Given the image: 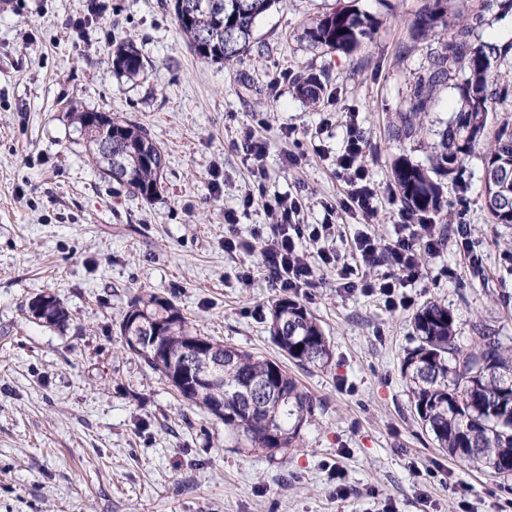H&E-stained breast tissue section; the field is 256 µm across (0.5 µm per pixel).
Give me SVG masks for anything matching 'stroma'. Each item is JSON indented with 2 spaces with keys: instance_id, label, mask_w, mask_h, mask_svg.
I'll list each match as a JSON object with an SVG mask.
<instances>
[{
  "instance_id": "stroma-1",
  "label": "stroma",
  "mask_w": 512,
  "mask_h": 512,
  "mask_svg": "<svg viewBox=\"0 0 512 512\" xmlns=\"http://www.w3.org/2000/svg\"><path fill=\"white\" fill-rule=\"evenodd\" d=\"M0 8V512H512V477H493L436 448L416 422L401 360L414 347L412 317L448 305L461 344L483 324L512 344V224L492 223L482 197V147L460 177L444 180L445 205L429 221L448 235L422 252L420 277L392 309L381 297L337 286L317 268L295 298L328 336L324 369L295 374L318 408L300 447L269 456L238 444L206 411L124 348L122 312L137 296L172 299L200 335L271 359L270 305L281 295L259 251L224 252V211L239 237L269 229L262 199L241 208L251 160L235 142L261 120L269 193L302 201L304 223L332 220L335 238L307 242L350 260L360 233L388 243L404 214L393 181L402 159L427 164L437 131L459 108L440 87L421 132L396 135L427 51L444 37L413 38L426 0H280L258 23L263 52L228 64L197 56L179 33L171 0H7ZM348 6L376 21L351 53L302 40L312 19ZM449 19L483 15L482 40L512 42V12L485 0H448ZM133 38L143 77L112 72V42ZM320 75L317 103L297 74ZM121 113L163 149L158 197L146 201L104 178L78 144L72 105ZM376 191L369 217L341 212L336 157L347 127ZM300 153L299 165L286 151ZM336 208L327 214L325 204ZM466 234H459V227ZM255 268L251 286L240 265ZM55 294L61 329L29 318ZM345 497H337V488Z\"/></svg>"
}]
</instances>
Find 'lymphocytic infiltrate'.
<instances>
[{"label":"lymphocytic infiltrate","mask_w":512,"mask_h":512,"mask_svg":"<svg viewBox=\"0 0 512 512\" xmlns=\"http://www.w3.org/2000/svg\"><path fill=\"white\" fill-rule=\"evenodd\" d=\"M362 150V135L358 127H351L343 154L336 160V172L349 188L343 202L344 212L370 216L374 211L375 192L365 182L364 169L359 163ZM266 199V207L272 219L271 235L265 240L262 252L263 266L273 283L282 290L301 291L310 287L316 267L322 266L335 270L338 286L350 291L363 287L365 291L384 297L388 306H396L395 288L397 283L409 282L421 273L420 255L416 247L417 239H424L427 249H435L434 227L424 224L419 234L413 235L398 231L395 239L385 245H377L371 234L362 233L356 238L354 248L358 258L357 265L343 263L340 257L330 251L319 252L317 258H310L301 245L302 240L331 239L336 235L332 224H302L299 216L302 204L298 198L276 194L268 195L263 170H256L253 183L243 197V203L253 202L255 196ZM388 262L398 273V279L366 280L356 283L354 276L358 267L367 268L381 262Z\"/></svg>","instance_id":"1"}]
</instances>
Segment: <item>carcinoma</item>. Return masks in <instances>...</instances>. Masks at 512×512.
Here are the masks:
<instances>
[{"mask_svg": "<svg viewBox=\"0 0 512 512\" xmlns=\"http://www.w3.org/2000/svg\"><path fill=\"white\" fill-rule=\"evenodd\" d=\"M281 0H173L178 29L201 58L230 63L252 51L259 18ZM432 0L415 18L412 31L426 36L449 30L448 40L429 53L428 67L410 90L400 113L397 133L416 134L440 86L459 93V109L437 132L429 166L402 160L393 179L409 215L441 213L443 196L437 176L456 177L482 139L489 140L483 169L512 172V110L498 105L512 97V84L499 80L501 68L512 69V43L478 39L482 16L450 22L443 5ZM346 33H340V30ZM373 34V23L341 7L304 27L301 38L314 49L349 53ZM113 72L134 79L146 62L130 39L112 44ZM497 60L499 65L492 66ZM297 92L319 99V75L296 78ZM72 124L88 160L106 177L149 200L161 188L166 156L150 133L118 114L71 106ZM495 224H512V197L502 205L486 204ZM63 302L53 300L48 327L67 324ZM416 346L401 361L417 423L437 447L452 457L476 463L495 477H512V349L484 328L472 343L458 342L448 306L430 301L413 316ZM120 335L140 338V356L161 373L188 403L213 412L224 406V430L242 436L248 447L273 457L300 444L302 430L312 422L317 401L281 363L194 332L174 302L156 293L136 297L123 311ZM270 332L287 358L310 368L328 366L330 341L317 318L300 302L280 297L272 302ZM196 343L193 357L186 349Z\"/></svg>", "mask_w": 512, "mask_h": 512, "instance_id": "obj_1", "label": "carcinoma"}]
</instances>
